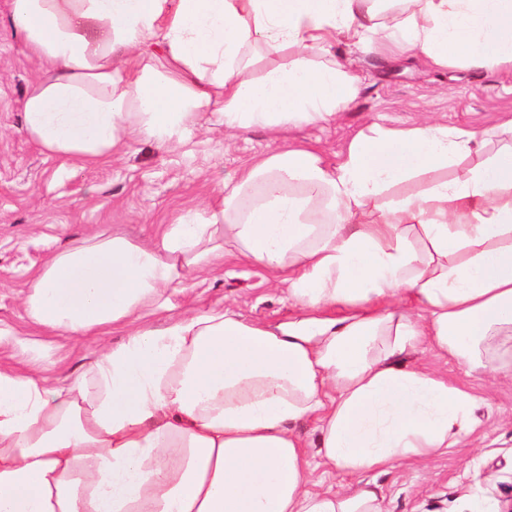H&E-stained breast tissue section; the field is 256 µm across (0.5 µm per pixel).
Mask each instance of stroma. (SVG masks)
Returning <instances> with one entry per match:
<instances>
[{
    "label": "stroma",
    "mask_w": 512,
    "mask_h": 512,
    "mask_svg": "<svg viewBox=\"0 0 512 512\" xmlns=\"http://www.w3.org/2000/svg\"><path fill=\"white\" fill-rule=\"evenodd\" d=\"M9 2L0 0V368L62 359L74 369L86 362L92 344L28 328L22 291L29 270L103 226L133 240H153L181 212L202 209L219 178L236 176L272 141L261 128L231 136L196 131L175 150L141 139L101 167L41 153L22 128L21 112L25 91L40 70L8 23ZM335 51L359 76L358 96L334 121L290 131L296 142L319 149L328 163L338 162L350 140L375 123L396 127L432 119L490 129L512 116V74L462 62L437 68L421 55L343 43ZM165 298V309L148 317L151 326H163L169 316L188 310L212 308L229 309L257 324L298 315L284 285L265 268L230 257L221 271L195 279L188 291H168ZM408 360L477 396L480 438L421 462L397 464L385 474L318 469L310 490L351 492L373 482L386 512H472L476 496L490 512H499L502 499L512 496V376H470L454 360L429 350Z\"/></svg>",
    "instance_id": "35a3bbf8"
}]
</instances>
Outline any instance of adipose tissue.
<instances>
[{"instance_id": "adipose-tissue-1", "label": "adipose tissue", "mask_w": 512, "mask_h": 512, "mask_svg": "<svg viewBox=\"0 0 512 512\" xmlns=\"http://www.w3.org/2000/svg\"><path fill=\"white\" fill-rule=\"evenodd\" d=\"M374 2L10 0L42 68L24 131L100 166L137 138L183 144L205 112L234 130L327 123L358 93L340 42L512 71V0H414L390 24ZM484 147L483 131L429 121L372 125L333 165L285 142L157 242L103 230L57 252L26 284L27 321L124 339L75 374L0 369V512H383L370 486L313 493L308 475L384 470L474 433V396L404 359L425 346L472 376L491 369L490 340L512 339V144ZM228 256L286 283L298 318L145 324ZM309 419L312 455L294 432Z\"/></svg>"}]
</instances>
